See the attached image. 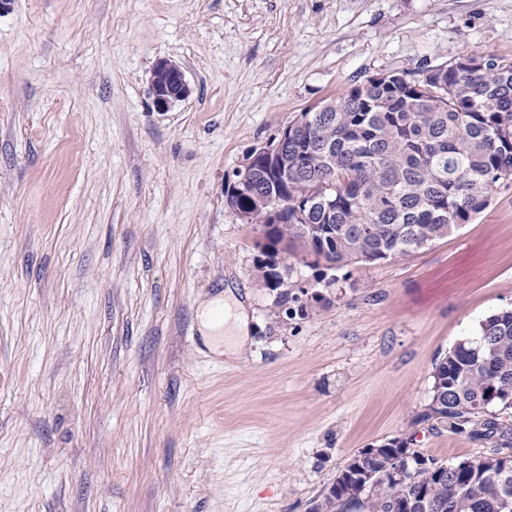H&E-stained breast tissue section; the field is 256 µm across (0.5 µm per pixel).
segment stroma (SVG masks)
I'll list each match as a JSON object with an SVG mask.
<instances>
[{
  "mask_svg": "<svg viewBox=\"0 0 512 512\" xmlns=\"http://www.w3.org/2000/svg\"><path fill=\"white\" fill-rule=\"evenodd\" d=\"M512 60V0H12L0 12V512H311L348 458L493 444L425 419L433 367L512 308V183L410 255L294 262L224 204L250 148L392 69ZM191 96L152 104L155 63ZM233 288L250 340L204 344ZM158 73L168 74L172 77L173 82L170 85H158L156 82ZM150 89L154 109L159 112L167 111L174 103L188 99L192 93V88L182 67L168 59L156 62L151 74Z\"/></svg>",
  "mask_w": 512,
  "mask_h": 512,
  "instance_id": "stroma-1",
  "label": "stroma"
}]
</instances>
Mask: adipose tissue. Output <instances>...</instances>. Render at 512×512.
<instances>
[{"label": "adipose tissue", "mask_w": 512, "mask_h": 512, "mask_svg": "<svg viewBox=\"0 0 512 512\" xmlns=\"http://www.w3.org/2000/svg\"><path fill=\"white\" fill-rule=\"evenodd\" d=\"M199 325L206 343L228 354L241 352L249 341V315L244 302L233 290L203 301Z\"/></svg>", "instance_id": "obj_1"}]
</instances>
